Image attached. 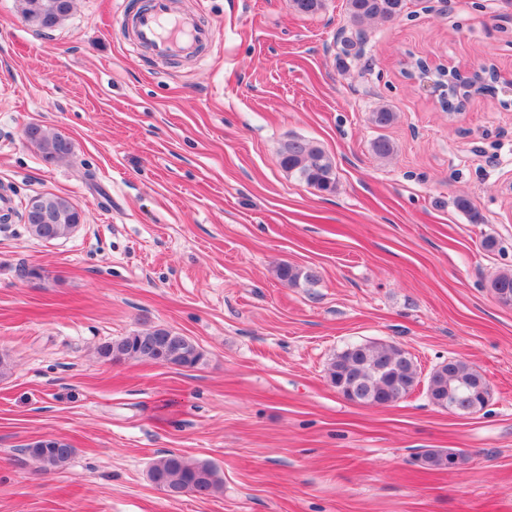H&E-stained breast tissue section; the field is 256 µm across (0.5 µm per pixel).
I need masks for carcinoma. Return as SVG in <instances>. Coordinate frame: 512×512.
<instances>
[{
	"mask_svg": "<svg viewBox=\"0 0 512 512\" xmlns=\"http://www.w3.org/2000/svg\"><path fill=\"white\" fill-rule=\"evenodd\" d=\"M25 20L40 30L59 25L63 0H24ZM294 11L302 15L314 14L323 7V0H290ZM347 11L353 24L361 27L375 20H392L403 9V0H346ZM448 84V111L462 106L470 88L481 92L484 84L457 73L437 72ZM27 140L51 162L67 157L63 153L62 135L58 131L35 125ZM279 165L297 176L307 185L324 192L336 187L335 164L326 152L313 141L294 137L283 144L278 152ZM44 202L53 215V221L43 224L28 217L29 233L37 238H64L70 225L76 223L75 204L67 197L45 193ZM279 280L291 285L314 286L320 280L312 267H298L282 263L277 268ZM494 298L504 306L512 305V269L495 273L489 280ZM100 357L139 360L175 368H194L204 359L200 347L190 337L165 327H154L146 332L120 336L98 348ZM327 377L331 385L345 399L368 406H391L406 397L419 384L418 366L411 354L396 344L355 342L337 353L329 362ZM426 395L436 407L446 410L453 406L459 415L482 410L489 396L484 376L469 362L450 358L438 364L431 372ZM40 469L50 472L67 465L75 455V448L67 442L55 447L36 442L24 448ZM455 465L464 462L461 452L449 449H430L417 457L426 470L441 471L448 468V460ZM148 478L170 498L182 497L187 490L196 497L214 496L223 491L224 478L218 466L209 460H189L174 453L165 454L151 463Z\"/></svg>",
	"mask_w": 512,
	"mask_h": 512,
	"instance_id": "carcinoma-1",
	"label": "carcinoma"
}]
</instances>
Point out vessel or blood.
Listing matches in <instances>:
<instances>
[{
    "instance_id": "obj_1",
    "label": "vessel or blood",
    "mask_w": 512,
    "mask_h": 512,
    "mask_svg": "<svg viewBox=\"0 0 512 512\" xmlns=\"http://www.w3.org/2000/svg\"><path fill=\"white\" fill-rule=\"evenodd\" d=\"M124 23L132 30L134 44L160 59L195 54L217 38L216 29L203 25L196 15L174 12L170 0H150Z\"/></svg>"
}]
</instances>
